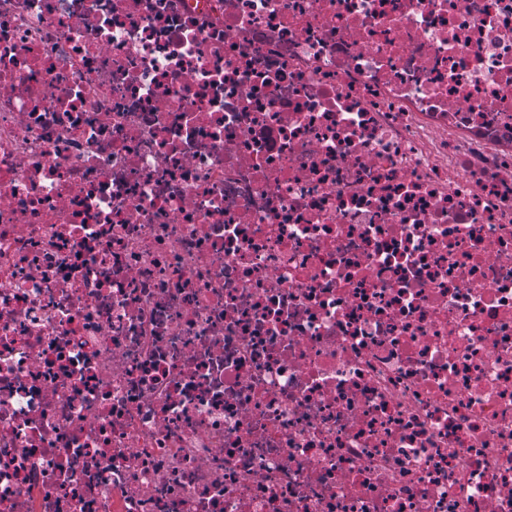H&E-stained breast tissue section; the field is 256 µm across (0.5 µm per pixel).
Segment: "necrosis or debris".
Listing matches in <instances>:
<instances>
[{
  "label": "necrosis or debris",
  "mask_w": 512,
  "mask_h": 512,
  "mask_svg": "<svg viewBox=\"0 0 512 512\" xmlns=\"http://www.w3.org/2000/svg\"><path fill=\"white\" fill-rule=\"evenodd\" d=\"M0 512H512V0H0Z\"/></svg>",
  "instance_id": "obj_1"
}]
</instances>
